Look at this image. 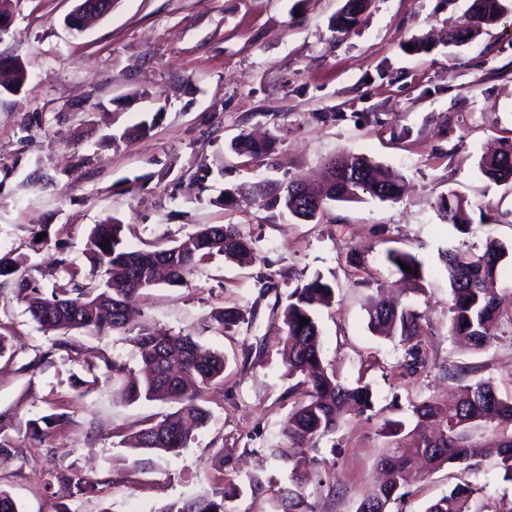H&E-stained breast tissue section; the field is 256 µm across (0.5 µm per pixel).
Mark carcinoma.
Wrapping results in <instances>:
<instances>
[{
	"label": "carcinoma",
	"instance_id": "1",
	"mask_svg": "<svg viewBox=\"0 0 512 512\" xmlns=\"http://www.w3.org/2000/svg\"><path fill=\"white\" fill-rule=\"evenodd\" d=\"M368 7V0H345L336 14V34H348ZM503 0H473L470 20L465 27L450 33V39L464 42L474 38L481 28L497 21L504 13ZM232 148L251 158L266 154L269 147L246 136L237 138ZM324 184L310 187L293 179L286 183H243L225 192L230 198L260 193L269 207L286 211L296 218L319 217L330 202L360 200L364 196L381 202L396 201L401 194L399 181L388 168L365 157L354 156L345 163L331 159ZM481 169L493 180L512 179V146L482 160ZM443 219L450 224L463 223L462 202L454 194L441 200ZM124 225L110 218L94 225L88 235L86 255L91 280L80 279L78 272L66 271L68 280L47 293L25 267L22 257H0V277L15 276V294L27 306L32 319L47 331L67 332L90 329L100 334L126 330L129 303L145 288L161 282L179 286L206 258L222 255L239 264L253 260V248L234 225H203L183 241L165 249L129 250L123 242ZM387 260L405 278L417 279L421 265L409 253L390 250ZM512 262V247L491 239L485 250L464 254H445L450 289V331L483 348L495 342L485 334V325L499 316L497 295L500 269ZM407 265L406 272L401 265ZM334 299L332 286L316 277L296 286L288 295L282 313L283 350L287 354L288 376H300L307 400L294 408L284 423L283 434L290 441L316 447L339 427L345 414H362L372 408V391L367 384H346L323 358L321 329L317 311ZM308 323L301 324V319ZM423 315L397 302L380 301L370 312L371 325L387 334H399L407 346L408 359L401 375L416 373L425 366ZM141 361L148 366L146 376L128 385L134 400H169L178 409L148 424L134 435L135 447L178 453L193 439L191 426L203 427L209 411L200 404L202 395L223 380L225 359L219 352H203L192 333L171 334L156 328H142L131 338ZM107 374L113 378L131 372L122 359L101 358ZM418 425L406 431L402 421L387 420L381 427L395 442L378 460L386 479L358 505L357 512H391L390 505L407 496L408 476L416 461L432 471L443 465H457L473 470L479 459L494 457L504 475L512 480V398H501L488 381L467 384L453 403L425 399L412 404ZM69 422L64 414H51L31 420L33 438ZM491 428L492 437L482 445L472 443L473 431ZM63 483L74 494H97V485L85 481L71 466L49 474V483ZM259 495L266 485L258 476L248 477L244 486H234L221 499H199L164 505L159 512H239L232 503L245 493ZM477 489L468 483L455 485L449 493L429 505L426 512H512V500L476 504ZM280 512H313L301 490L283 486L276 490Z\"/></svg>",
	"mask_w": 512,
	"mask_h": 512
}]
</instances>
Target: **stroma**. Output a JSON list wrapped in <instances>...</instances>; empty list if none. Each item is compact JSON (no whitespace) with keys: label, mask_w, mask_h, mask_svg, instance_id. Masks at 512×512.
I'll list each match as a JSON object with an SVG mask.
<instances>
[{"label":"stroma","mask_w":512,"mask_h":512,"mask_svg":"<svg viewBox=\"0 0 512 512\" xmlns=\"http://www.w3.org/2000/svg\"><path fill=\"white\" fill-rule=\"evenodd\" d=\"M77 3L13 0L0 32V58L27 73L18 91L0 87V256H27L41 288L52 289L65 268L88 275L89 230L111 217L132 250L233 224L256 260L214 256L182 285L141 291L133 303L134 325L193 333L227 359L223 383L204 395L209 423L175 455L129 444L176 405L130 400L124 380L100 367L104 356L137 367L127 333L44 330L0 277V333L12 344L0 358V411L13 416L0 441L16 450L0 463V488L21 512H159L214 497L251 472L289 485L272 450L284 445L283 424L305 390L285 373L281 312L297 284L318 276L334 289L332 306L318 313L324 357L346 383L370 385L373 407L345 416L318 448H297L336 467L332 492L301 476L314 512H356L380 480L383 420L410 426L412 403L452 398L442 367L468 366L467 382L512 397V323L494 326L490 347L457 343L441 262L445 250L479 252L490 238L512 245V180L492 181L479 166L512 144V11L452 44L472 0H370L340 37L332 20L344 0H112L109 15L75 36L66 21ZM144 123L149 132L137 134ZM241 134L269 141L270 153L238 155L231 143ZM350 155L399 176L401 200L332 202L303 222L258 198L224 199L243 182H320L330 158ZM451 194L464 202V224L441 217ZM391 249L420 261V280L388 264ZM265 277L273 289L261 287ZM381 293L428 318L427 362L414 375L401 373L398 337L369 324ZM227 308L243 323L206 330ZM38 356L40 369L27 371ZM54 413L68 414V424L32 439L27 422ZM67 465L98 494L48 485ZM460 483L479 488L483 501L512 500V481L486 458L472 471L446 465L417 475L400 510L425 512Z\"/></svg>","instance_id":"1"}]
</instances>
